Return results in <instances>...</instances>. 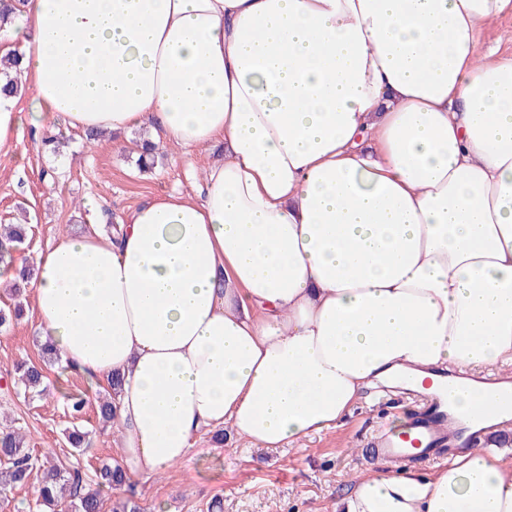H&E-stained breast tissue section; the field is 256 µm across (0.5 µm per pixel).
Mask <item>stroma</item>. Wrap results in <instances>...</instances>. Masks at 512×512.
I'll list each match as a JSON object with an SVG mask.
<instances>
[{"instance_id":"35a3bbf8","label":"stroma","mask_w":512,"mask_h":512,"mask_svg":"<svg viewBox=\"0 0 512 512\" xmlns=\"http://www.w3.org/2000/svg\"><path fill=\"white\" fill-rule=\"evenodd\" d=\"M50 127L65 142L58 153L42 152V132L29 125L0 150V224L29 227L15 257L37 258L61 237L108 215L120 218L146 197L198 196L201 173L189 168L178 148L160 147L156 167L142 171L133 151L138 130L90 142L64 118ZM21 302L22 318L0 327V416L8 415L31 435L32 454L39 459L69 453L65 429L88 431L89 445L78 462L93 476L102 464L118 462L119 438L99 423L94 410L73 419L65 396L80 393L93 401L99 386L56 364L47 369L51 386L44 396L30 398L3 387L16 361L39 359L32 291H25ZM412 408L400 389L387 390L381 398L362 401L344 429L311 436L295 448H254L232 431L219 440L209 430L197 437L183 463L119 489H103L104 510L120 512L121 503L132 500L141 512H344L355 474L378 469L366 453L368 443L381 425L405 418Z\"/></svg>"}]
</instances>
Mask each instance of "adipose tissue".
<instances>
[{"label":"adipose tissue","instance_id":"adipose-tissue-1","mask_svg":"<svg viewBox=\"0 0 512 512\" xmlns=\"http://www.w3.org/2000/svg\"><path fill=\"white\" fill-rule=\"evenodd\" d=\"M512 0H25L8 24L24 123H155L223 143L177 193L37 259L39 336L121 376L120 465L150 477L198 433L263 448L344 428L371 388L459 375L470 420L512 361V57L481 31ZM346 512H512V457L359 474Z\"/></svg>","mask_w":512,"mask_h":512}]
</instances>
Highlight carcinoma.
<instances>
[{
    "instance_id": "obj_1",
    "label": "carcinoma",
    "mask_w": 512,
    "mask_h": 512,
    "mask_svg": "<svg viewBox=\"0 0 512 512\" xmlns=\"http://www.w3.org/2000/svg\"><path fill=\"white\" fill-rule=\"evenodd\" d=\"M22 73L21 56L10 51L0 56V94L8 97L20 93L18 75ZM28 234L24 224L0 225V253L22 243ZM41 362L18 361L14 364V384L25 395L43 396L49 392L45 384V368L57 362L50 344L40 345ZM109 391L97 400L96 413L104 424L112 422L113 401L119 393L121 380L110 377ZM0 498L8 499L9 492L16 485L26 483L36 466L43 468V477L35 488L34 507L36 512H103L104 500L101 489L126 485L127 477L120 466L103 465L96 475V482L85 480L80 470L70 463L55 460L47 454L43 460L30 453V435L18 427L0 432Z\"/></svg>"
}]
</instances>
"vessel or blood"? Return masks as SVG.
I'll list each match as a JSON object with an SVG mask.
<instances>
[{
    "label": "vessel or blood",
    "mask_w": 512,
    "mask_h": 512,
    "mask_svg": "<svg viewBox=\"0 0 512 512\" xmlns=\"http://www.w3.org/2000/svg\"><path fill=\"white\" fill-rule=\"evenodd\" d=\"M453 392V387L443 388L442 398L429 400L412 413L403 433L380 430L372 443L377 458L388 462L420 454L444 459L478 447L484 438L483 432L463 434L458 423L448 414L444 399Z\"/></svg>",
    "instance_id": "1"
}]
</instances>
